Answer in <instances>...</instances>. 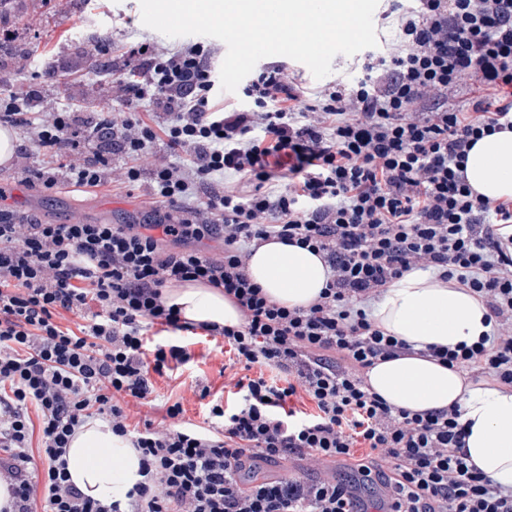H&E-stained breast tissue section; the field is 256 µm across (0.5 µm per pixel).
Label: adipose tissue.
Returning <instances> with one entry per match:
<instances>
[{
	"instance_id": "adipose-tissue-1",
	"label": "adipose tissue",
	"mask_w": 512,
	"mask_h": 512,
	"mask_svg": "<svg viewBox=\"0 0 512 512\" xmlns=\"http://www.w3.org/2000/svg\"><path fill=\"white\" fill-rule=\"evenodd\" d=\"M510 158L512 130L483 137L468 155L469 184L489 199L512 201V170L503 165ZM246 273L271 300L292 309L308 307L318 298L329 270L310 250L270 241L252 253ZM164 299L193 324L240 322L223 293L202 283L169 285ZM486 314L468 288L442 282L430 269L405 272L371 304L369 317L385 333L413 345L415 353L379 362L365 377L373 392L398 409L430 412L459 406L470 462L498 485L512 488V392L420 355L429 345L469 346L491 334ZM66 458L72 481L104 504L124 499L139 479L138 453L99 420L77 431Z\"/></svg>"
}]
</instances>
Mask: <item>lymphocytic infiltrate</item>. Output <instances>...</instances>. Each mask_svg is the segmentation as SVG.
Returning a JSON list of instances; mask_svg holds the SVG:
<instances>
[{
	"instance_id": "lymphocytic-infiltrate-1",
	"label": "lymphocytic infiltrate",
	"mask_w": 512,
	"mask_h": 512,
	"mask_svg": "<svg viewBox=\"0 0 512 512\" xmlns=\"http://www.w3.org/2000/svg\"><path fill=\"white\" fill-rule=\"evenodd\" d=\"M393 14L398 37L368 54L365 78L327 83L310 103L276 65L244 87L250 108L217 107L199 42L154 56L128 45L141 62L127 110L94 121L68 109L38 128L39 87H0V125L53 151L29 184L95 188L124 161L128 182L148 177L159 202L143 224H52L0 208V512H512V489L461 453L459 407L400 410L364 378L412 352L365 304L404 272L433 268L481 300L494 332L423 357L512 389V240L497 232L512 224V201L474 192L465 174L478 140L512 130V0H417ZM473 84L480 96L449 107V93ZM143 104L166 115L171 154L191 151L190 172L137 167L159 135L138 117ZM74 152L82 162H68ZM205 238L222 241L223 255L197 249ZM272 240L329 268L308 308L272 302L246 275L252 247ZM185 281L238 308L239 326L203 333L222 338L243 373L226 400L197 390L202 423L183 421L177 401L165 420L131 426L127 399H148L151 374L191 361L180 343L188 327L163 302L169 283ZM67 313L81 324H62ZM95 419L140 455L125 501L102 504L70 479L69 443ZM292 456L305 475L252 474L255 461ZM348 460L354 481L327 475Z\"/></svg>"
}]
</instances>
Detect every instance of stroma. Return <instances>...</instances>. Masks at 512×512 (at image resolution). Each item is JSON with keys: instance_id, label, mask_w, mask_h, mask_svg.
Here are the masks:
<instances>
[{"instance_id": "stroma-1", "label": "stroma", "mask_w": 512, "mask_h": 512, "mask_svg": "<svg viewBox=\"0 0 512 512\" xmlns=\"http://www.w3.org/2000/svg\"><path fill=\"white\" fill-rule=\"evenodd\" d=\"M15 39L0 49V81L14 92L30 85L43 89L39 120L51 123L55 112L74 106L82 116L92 117L103 109H123L124 93L116 78L100 77L88 55L101 44L109 58L123 62L128 44L143 42L156 54L196 43V36L170 38L141 21L140 0H11L7 6ZM61 60L67 67L65 78L51 77L41 66L42 59ZM28 160L21 159L0 170V185L9 197L6 207L19 212L35 210L58 224L78 220L91 223L140 224L153 208L145 182L128 184L125 170L113 165L107 185L86 193L62 185L46 191L29 187L24 178ZM188 351L194 365L164 375L153 376L155 399L149 404L130 401L134 421L161 420L168 403L182 401L184 420L202 423L204 402L192 394L196 384L210 387L213 395L224 393V366L229 357L220 340L199 336Z\"/></svg>"}]
</instances>
